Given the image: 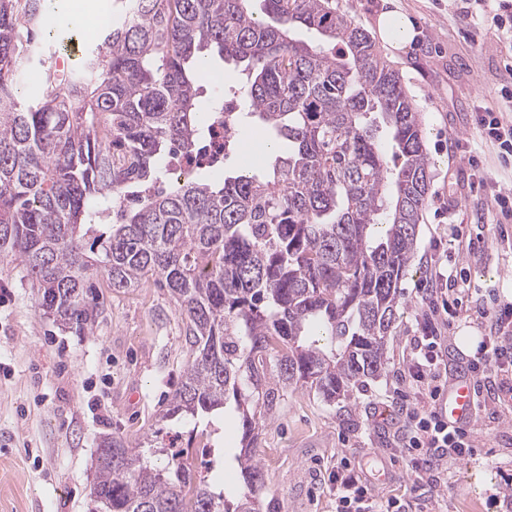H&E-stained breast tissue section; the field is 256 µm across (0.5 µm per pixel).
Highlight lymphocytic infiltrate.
I'll return each instance as SVG.
<instances>
[{"instance_id": "1", "label": "lymphocytic infiltrate", "mask_w": 512, "mask_h": 512, "mask_svg": "<svg viewBox=\"0 0 512 512\" xmlns=\"http://www.w3.org/2000/svg\"><path fill=\"white\" fill-rule=\"evenodd\" d=\"M461 277L458 269H449L446 287L431 290L432 322L426 335L412 342L408 372L427 403L402 405L406 432L400 453L408 470L419 479L447 460L465 457L473 448L471 426H449L438 410L446 385L440 352L449 328L448 299L457 295ZM482 316L489 325L490 336L481 356L470 364L479 397L486 391L490 375L512 378V304L490 303ZM336 512H403V507L397 502L381 505L370 484L348 474L336 480Z\"/></svg>"}]
</instances>
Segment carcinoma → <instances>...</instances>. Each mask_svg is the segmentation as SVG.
<instances>
[{"label":"carcinoma","mask_w":512,"mask_h":512,"mask_svg":"<svg viewBox=\"0 0 512 512\" xmlns=\"http://www.w3.org/2000/svg\"><path fill=\"white\" fill-rule=\"evenodd\" d=\"M79 69L21 103L45 0H0V258L45 313L86 324L89 276L116 290L156 277L180 303L192 359L161 419L212 420L232 399L248 492L215 494L178 462L147 465L121 436L98 449L99 512H278L255 492L253 409L308 384L349 400L387 364L430 162L403 76L336 0H117ZM306 30L325 50L296 38ZM215 50L242 67L245 111L288 153L267 170L170 178L207 131L193 73Z\"/></svg>","instance_id":"carcinoma-1"}]
</instances>
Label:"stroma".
Here are the masks:
<instances>
[{"instance_id": "obj_1", "label": "stroma", "mask_w": 512, "mask_h": 512, "mask_svg": "<svg viewBox=\"0 0 512 512\" xmlns=\"http://www.w3.org/2000/svg\"><path fill=\"white\" fill-rule=\"evenodd\" d=\"M367 32L379 16L399 10L414 24L401 53L380 45L398 68L421 115L430 157L428 201L417 252L400 287L404 304L391 332L381 377L347 401L328 403L314 389L288 391L262 427L252 454L263 472L257 495L278 512H336V468L355 465L383 501L409 503L411 512H512V398L489 402L473 426L474 449L449 461L425 484L398 452L403 399L417 392L408 376L409 343L428 322L426 291L436 269L463 268L468 299L443 352L449 376L465 371L474 354L460 339L484 340L482 296L512 302V222L496 223L489 195L512 190V167L500 164L482 138L485 109H504L500 89L512 42L490 27L469 26L455 0H336ZM199 105L208 108L243 76L207 53L196 72ZM468 240L452 241L450 225ZM88 332L63 325L38 306V291L11 259L0 261V512H94L97 449L105 436H123L145 460L164 466L188 448L196 475L243 492L234 461L236 416L216 420L211 447L188 443L189 425L158 420L191 357L186 321L167 289L148 281L116 290L93 279Z\"/></svg>"}]
</instances>
